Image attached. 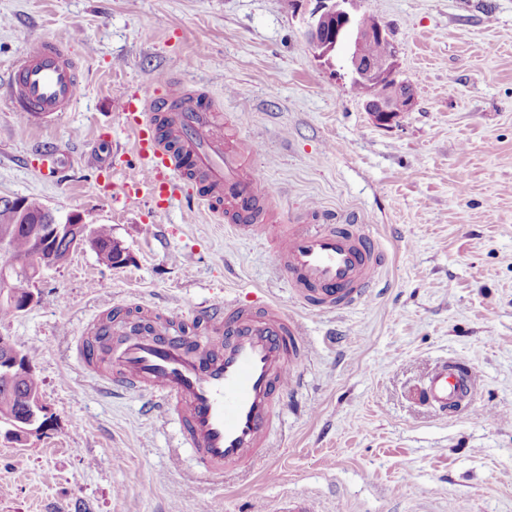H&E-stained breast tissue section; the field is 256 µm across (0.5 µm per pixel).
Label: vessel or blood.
Segmentation results:
<instances>
[{
  "label": "vessel or blood",
  "instance_id": "1",
  "mask_svg": "<svg viewBox=\"0 0 512 512\" xmlns=\"http://www.w3.org/2000/svg\"><path fill=\"white\" fill-rule=\"evenodd\" d=\"M0 94L27 122L73 108L80 94L76 61L60 44L42 40L28 48L0 82ZM117 106L135 135L140 158L120 193L143 187L167 200L195 183L199 201L237 230H251L270 191L259 169L224 136V124L205 93L167 101L123 92ZM275 244L277 268L308 310L336 312L363 302L379 279L385 256L364 224L311 229L305 220L280 228L265 225ZM197 315L208 335H183V316L113 326L117 341L95 365L96 385L135 392L146 409L176 424L181 448L197 461L201 476L220 481L250 467L269 448L283 413V395L298 386L308 352L299 320L273 303L223 308L202 305ZM469 365L452 358L436 363L417 390L420 404L442 416L457 413L473 389ZM254 512H321L315 501L291 496L261 500Z\"/></svg>",
  "mask_w": 512,
  "mask_h": 512
}]
</instances>
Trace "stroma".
Masks as SVG:
<instances>
[{"label":"stroma","instance_id":"35a3bbf8","mask_svg":"<svg viewBox=\"0 0 512 512\" xmlns=\"http://www.w3.org/2000/svg\"><path fill=\"white\" fill-rule=\"evenodd\" d=\"M330 4L0 0V81L49 39L81 82L75 106L45 121H21L0 95V198L107 225L127 255L110 268L76 250L34 284L31 308L0 319L51 416L26 447L0 436V512H250L288 493L314 495L322 512H512V0H352L384 26L396 78L414 91L385 127L345 48L325 59L308 45ZM173 83L207 92L225 136L256 147L274 223L314 203L312 226L370 225L387 263L367 302L305 309L274 243L217 222L194 184L164 207L117 197L136 153L114 99L129 88L162 99ZM228 297L300 318L309 356L267 456L215 483L141 397L96 392L73 348L88 324L143 308L182 314L203 336L198 306ZM450 357L468 360L477 390L444 418L415 392Z\"/></svg>","mask_w":512,"mask_h":512}]
</instances>
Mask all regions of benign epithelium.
<instances>
[{
    "label": "benign epithelium",
    "instance_id": "obj_1",
    "mask_svg": "<svg viewBox=\"0 0 512 512\" xmlns=\"http://www.w3.org/2000/svg\"><path fill=\"white\" fill-rule=\"evenodd\" d=\"M351 0H333V4L315 15L306 33L310 47L320 57L336 52L345 40H352L349 63L354 78L370 89V98L365 103L373 121L381 126L393 123L400 114L410 111L414 104V93L409 84L394 78L396 61L394 52L369 58L361 54L359 46L375 40L386 41V29L378 24L364 27L357 23V16L344 8ZM0 202L8 205L15 215L16 223L0 226V238L7 239L22 226L28 234L32 250L25 256H15L0 245V304L14 312L29 309L36 301V295L29 288L18 289L21 273L33 280L44 270L56 267V249L64 244L73 250L85 245L99 250L102 243L94 228L73 216L59 222L48 209H43L47 218L43 221H28L27 202L21 198H4ZM0 368L15 372L23 380L33 368L27 355L17 348L7 336H0ZM50 416L41 394L28 391L20 395L19 418L4 425V436L13 443L24 446L33 436L43 434L48 427Z\"/></svg>",
    "mask_w": 512,
    "mask_h": 512
}]
</instances>
